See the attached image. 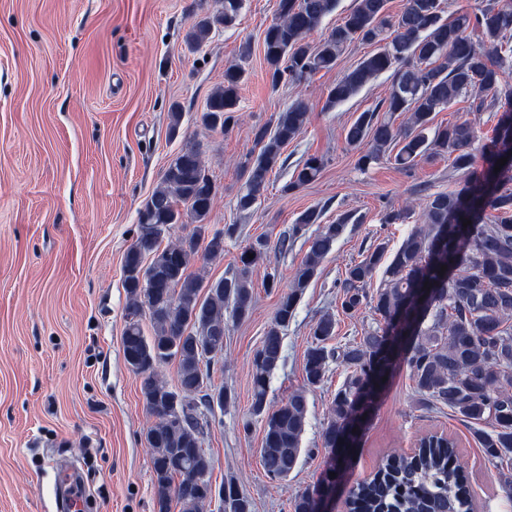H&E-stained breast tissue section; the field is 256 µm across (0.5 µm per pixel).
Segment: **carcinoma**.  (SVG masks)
I'll return each instance as SVG.
<instances>
[{"mask_svg": "<svg viewBox=\"0 0 512 512\" xmlns=\"http://www.w3.org/2000/svg\"><path fill=\"white\" fill-rule=\"evenodd\" d=\"M222 11L203 16L186 35L190 50L199 49L215 25L236 23L244 0H218ZM338 0H278L277 18L264 31L263 51L274 88L321 70H331L342 51L355 41L376 45L332 85L326 106L333 108L356 95L383 73H390L388 96L373 110L362 112L346 133L360 151L358 167L386 159L410 172L434 156L448 158L454 172L464 175L453 191H437L423 202L424 229L411 231L393 252L380 242L345 271L341 309L352 314L368 305L377 315L355 343L331 347L336 319L325 314L311 328L313 338L303 360L306 384L320 385L329 366L347 369V377L331 402L323 429L324 447H360L382 393L401 366H406L418 400L446 408L477 425L475 438L485 457L505 471L504 485L512 495V0H481L473 13L444 16L442 0H405L392 16L387 0H353L341 22L316 48L308 36L336 9ZM241 63L224 70V83L209 96L201 123L224 133L236 122L239 90L246 76ZM460 99L482 112L495 111L492 134L482 139L484 164L472 171L475 127L466 120L433 125L436 113ZM308 113L293 104L273 123L253 129L257 154L241 163L247 174L237 208L252 210L267 194L270 174L283 168V148L304 130ZM507 158L501 170L497 160ZM324 158L307 157L283 191L317 179ZM200 152L182 149L165 169L159 184L139 211L135 240L124 257L125 310L123 356L143 376L141 395L152 422L144 431L156 488L154 512H202L218 498L224 512H253V503L228 479L213 486L212 457L196 452L204 436L223 420L207 417L211 401L232 395L212 394L211 366L224 355L215 340L198 350V329L224 328L226 318L243 321L253 310V267L264 260L267 242L258 239L240 255V266L229 275L207 281L190 271L199 242L208 238L204 259L224 254V239L236 225L208 231L215 202ZM323 211L305 210L276 243L281 254L305 237L306 253L294 269L291 284L281 291L273 320L256 350L251 369L250 418L242 423L263 426L260 456L272 481L287 479L297 468L304 448L308 399L303 390L271 405L269 384L283 358V331L293 321L305 288L322 261L344 234L351 215L322 223ZM196 224L187 239L161 246L163 238L184 218ZM471 221L468 226L463 222ZM317 225L309 234L308 227ZM254 258H248V255ZM445 273L438 274L441 266ZM382 280L375 291L366 285L379 267ZM430 294L431 312L417 318V297ZM149 317L147 336L143 317ZM174 362L182 394L160 378L158 369ZM346 466L330 463L312 490L295 497L292 512H309L310 496L342 481ZM335 476H330V473ZM350 512H472L470 493L456 444L431 432L416 439L412 455L391 452L377 471L349 492Z\"/></svg>", "mask_w": 512, "mask_h": 512, "instance_id": "1", "label": "carcinoma"}]
</instances>
